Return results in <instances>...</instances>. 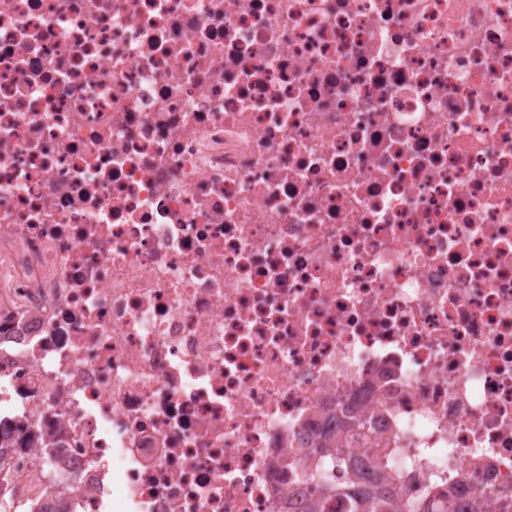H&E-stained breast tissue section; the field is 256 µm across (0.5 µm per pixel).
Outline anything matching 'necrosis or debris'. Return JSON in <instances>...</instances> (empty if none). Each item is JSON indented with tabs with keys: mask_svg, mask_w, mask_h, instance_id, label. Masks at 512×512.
<instances>
[{
	"mask_svg": "<svg viewBox=\"0 0 512 512\" xmlns=\"http://www.w3.org/2000/svg\"><path fill=\"white\" fill-rule=\"evenodd\" d=\"M0 434L70 512H306L336 434L512 512V0H0Z\"/></svg>",
	"mask_w": 512,
	"mask_h": 512,
	"instance_id": "obj_1",
	"label": "necrosis or debris"
}]
</instances>
